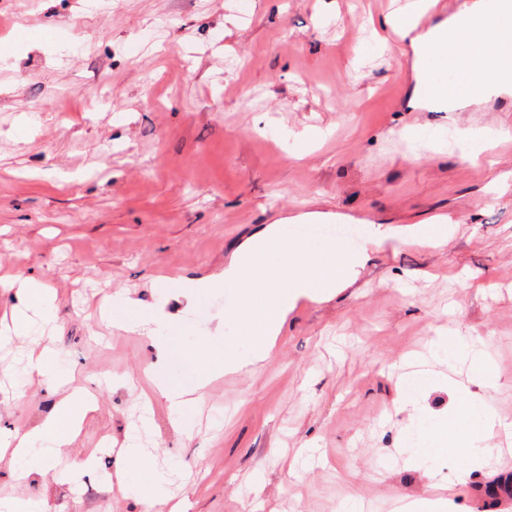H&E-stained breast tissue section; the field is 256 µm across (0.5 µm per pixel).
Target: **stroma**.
Instances as JSON below:
<instances>
[{"label": "stroma", "instance_id": "35a3bbf8", "mask_svg": "<svg viewBox=\"0 0 512 512\" xmlns=\"http://www.w3.org/2000/svg\"><path fill=\"white\" fill-rule=\"evenodd\" d=\"M417 0H0V40L36 17L63 24L51 45L0 63V266L55 288L58 329L43 343L97 410L71 456L92 451L79 485L55 474L0 496L47 498L48 512H132L118 444L143 412L154 353L100 317L132 290L144 311L159 276L220 272L264 224L322 212L337 224L445 220L444 249L385 246L331 300L299 301L262 366L218 375L201 428L176 434L153 405L144 464L182 471V512H399L455 458L418 459L400 442L402 360L445 331L486 350L499 379L489 404L512 417V137L470 160L459 128H512V97L461 112L408 105L412 60L380 54L375 23ZM325 138L287 148L289 132ZM0 348V433L43 420L58 392ZM126 386L102 389L112 375ZM24 388L14 399L15 388ZM502 454L454 487L461 512L512 463Z\"/></svg>", "mask_w": 512, "mask_h": 512}]
</instances>
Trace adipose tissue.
<instances>
[{"label":"adipose tissue","instance_id":"obj_1","mask_svg":"<svg viewBox=\"0 0 512 512\" xmlns=\"http://www.w3.org/2000/svg\"><path fill=\"white\" fill-rule=\"evenodd\" d=\"M458 9L468 20L467 27L438 26L424 36L416 34L413 19L401 26L386 15L377 24L381 31H398L421 61L450 57L486 88L512 90V22L489 25V12L481 0H461ZM366 230L369 242L377 246L394 237L403 245L432 248L446 247L452 232L450 225L439 223L416 224L400 233L379 224L367 225ZM367 260V252L351 251L336 240L294 235L287 225L268 224L240 242L217 274L193 284L155 278L153 285L169 303V310L146 312L130 294L119 295L124 310L113 325L124 331L142 330L155 346L158 363L154 391L174 412L175 432L188 438L193 430L192 412L215 371L235 372L266 361L295 302L302 297L330 299L338 288L355 280ZM0 286L15 291L9 319L0 320V345L37 335L38 324L54 321L55 295L51 289L14 276H1ZM224 286L239 293V301L227 317L239 324L248 339L250 350L244 359L238 358L233 344L225 341L223 326L200 333L188 348L176 344L171 334L175 324L197 309L205 290ZM431 345L448 362H469L471 376L465 384L431 370L407 377L400 386V403L402 408L411 409L418 421L404 428L400 438H419L428 455L458 456L459 465L448 481L453 487L469 482L481 465V456L493 453L487 440L500 427L501 419L494 412H475L474 401L479 391L494 387L495 368L487 356L469 350L456 336H436ZM437 385L445 386L453 400L443 415L427 413L423 404L429 390ZM95 408L94 399L84 390L65 391L40 424L0 435V457L11 455L20 480L41 478L55 469L62 481H78L94 466V454L86 453L66 465L60 458ZM168 481V473L158 471L134 484V512H177L165 490Z\"/></svg>","mask_w":512,"mask_h":512}]
</instances>
